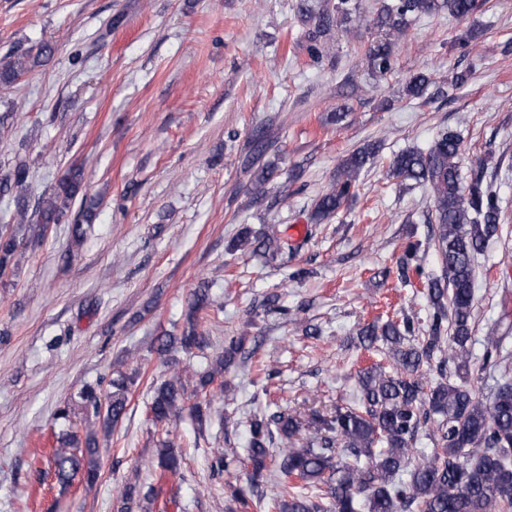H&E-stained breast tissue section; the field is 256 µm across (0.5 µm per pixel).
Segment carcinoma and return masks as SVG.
I'll list each match as a JSON object with an SVG mask.
<instances>
[{
	"instance_id": "cac0c4a2",
	"label": "carcinoma",
	"mask_w": 512,
	"mask_h": 512,
	"mask_svg": "<svg viewBox=\"0 0 512 512\" xmlns=\"http://www.w3.org/2000/svg\"><path fill=\"white\" fill-rule=\"evenodd\" d=\"M481 6L480 0H382L377 12L367 16L357 0H321L318 5L300 0L297 9L307 25L303 50L316 64L326 57V41L343 25L354 22L380 30L381 36L368 45L365 59L369 71L385 77L396 70V46L412 20L444 10L466 17ZM52 51L51 44L42 43L28 54L4 60L0 84L15 83ZM432 83L429 74H414L406 84V94L420 99ZM252 137L255 155L244 167L254 170L251 194L259 201L266 198V186L277 168L272 164L254 168L265 150V140L260 129ZM375 153L376 147L368 144L343 162L329 189L315 202L316 219L331 218L356 194L358 175ZM461 154L460 135L447 129L438 132L428 148L403 151L389 164L392 177L424 183L432 193L429 223L436 225L431 239L440 274L425 282L429 336L421 343L412 342L415 326L409 317L379 328L368 324L358 331L360 345L368 351L386 346L389 367L374 364L358 371L355 404L337 405L326 415L314 411L304 422L279 411L254 415L249 421L246 456L226 451L215 455L210 465L212 473L226 476L236 512H252L260 505L255 487L272 465L282 488L267 503L274 512H512V380L508 369H503L501 380L488 395L468 381L475 301L473 260L498 234L502 207L483 175L462 184ZM83 180L81 167H69L32 206L30 167L25 160L16 161L0 178V196L12 199L16 223L14 231H0V278L17 263L21 242H39L53 224H67L74 241L83 239L84 225L95 217L92 205L79 197ZM234 248H247L254 257L274 258L288 244L275 236H255L244 227ZM210 305L207 287L197 288L189 301L185 328L178 336L159 337L157 352L164 355L176 348L189 352L206 347L205 335L198 331L199 314ZM503 340L497 330H491L485 343L486 362L496 366L507 362L502 355ZM445 344L448 357L443 358L440 353ZM241 350L242 337H230L210 369L197 373L196 388L212 385ZM450 362L454 381L447 379ZM432 364L440 377L435 383L425 380L422 373L423 366ZM128 380L123 374L110 380L111 390L103 401L95 386L86 385L78 392L81 405L93 411L105 432L126 414ZM187 399V381L181 375L161 382L149 406L152 421L172 425L186 414L203 421L202 405H188ZM309 428L312 433L306 446L282 448L278 459H273L270 448L276 441L285 442ZM421 434L433 445L429 455L414 454L413 443ZM97 454L95 430H87L82 438L74 431L62 434L52 457L58 482L67 487L83 472L87 484L93 485L98 476ZM182 461L174 441L158 442L159 468L176 474ZM243 470L250 476L246 486L237 480ZM156 499L157 493L144 494L139 484L128 483L118 493L116 512H129L141 500L152 505Z\"/></svg>"
}]
</instances>
